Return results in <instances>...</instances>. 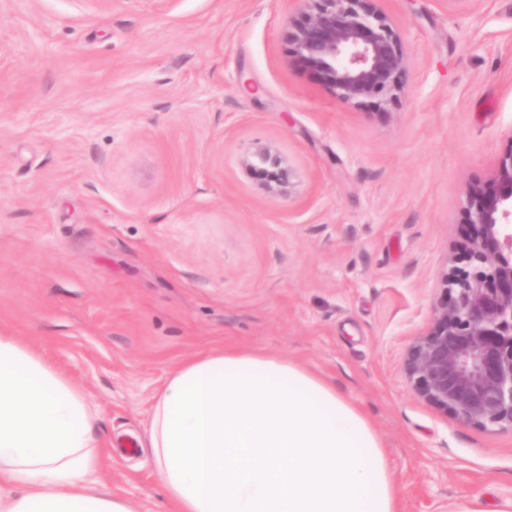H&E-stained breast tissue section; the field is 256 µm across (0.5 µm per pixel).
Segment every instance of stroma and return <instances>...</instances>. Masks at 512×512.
I'll use <instances>...</instances> for the list:
<instances>
[{
    "mask_svg": "<svg viewBox=\"0 0 512 512\" xmlns=\"http://www.w3.org/2000/svg\"><path fill=\"white\" fill-rule=\"evenodd\" d=\"M410 78L346 104L284 38L299 0H0V330L96 404L101 491L162 492L138 440L182 360L303 362L384 439L404 512L512 499V433L402 371L512 152V0H382ZM277 147L294 195L241 165Z\"/></svg>",
    "mask_w": 512,
    "mask_h": 512,
    "instance_id": "stroma-1",
    "label": "stroma"
}]
</instances>
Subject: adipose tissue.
I'll list each match as a JSON object with an SVG mask.
<instances>
[{
	"mask_svg": "<svg viewBox=\"0 0 512 512\" xmlns=\"http://www.w3.org/2000/svg\"><path fill=\"white\" fill-rule=\"evenodd\" d=\"M94 416L81 384L0 331V512H134L91 489ZM138 443L164 512H402L368 416L284 357L224 347L184 361Z\"/></svg>",
	"mask_w": 512,
	"mask_h": 512,
	"instance_id": "adipose-tissue-1",
	"label": "adipose tissue"
}]
</instances>
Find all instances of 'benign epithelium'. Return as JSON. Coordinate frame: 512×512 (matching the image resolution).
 <instances>
[{
	"label": "benign epithelium",
	"mask_w": 512,
	"mask_h": 512,
	"mask_svg": "<svg viewBox=\"0 0 512 512\" xmlns=\"http://www.w3.org/2000/svg\"><path fill=\"white\" fill-rule=\"evenodd\" d=\"M303 2L285 31L293 56L346 103L395 100L409 61L380 0ZM241 163L265 193L287 197L297 187L276 147ZM468 199V267L444 275L430 325L407 347L402 370L418 396L458 421L512 431V152L500 158L493 186L470 187Z\"/></svg>",
	"instance_id": "1"
}]
</instances>
